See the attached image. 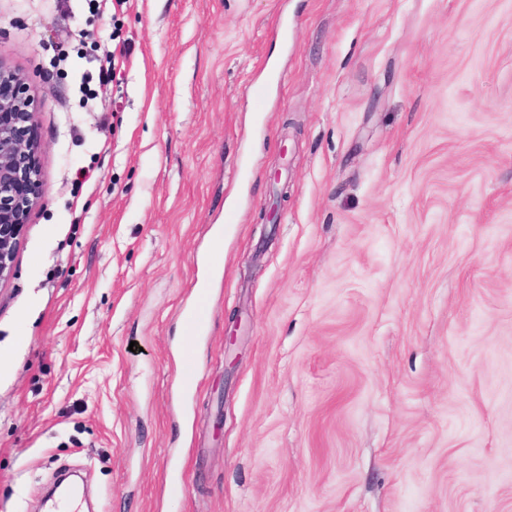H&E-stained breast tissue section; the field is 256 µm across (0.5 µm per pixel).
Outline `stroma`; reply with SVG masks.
Listing matches in <instances>:
<instances>
[{"label":"stroma","mask_w":512,"mask_h":512,"mask_svg":"<svg viewBox=\"0 0 512 512\" xmlns=\"http://www.w3.org/2000/svg\"><path fill=\"white\" fill-rule=\"evenodd\" d=\"M0 60V512H512V0H0ZM3 83H9L15 89V93L8 96L0 95V113L12 112L17 122H33L36 107L34 100L23 92L25 85L24 78L19 74L11 70L3 61L0 60V87ZM9 113L2 115V122L9 124L11 123L14 116ZM17 138L33 140L30 126L13 128ZM10 125H0V283L13 274L14 253L27 215L35 204L18 191L20 184L40 177L38 144L21 141Z\"/></svg>","instance_id":"stroma-1"}]
</instances>
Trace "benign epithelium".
Here are the masks:
<instances>
[{
    "label": "benign epithelium",
    "instance_id": "7a95c632",
    "mask_svg": "<svg viewBox=\"0 0 512 512\" xmlns=\"http://www.w3.org/2000/svg\"><path fill=\"white\" fill-rule=\"evenodd\" d=\"M8 83L15 93L0 95V111L11 110L17 122H31L34 100L23 92L24 78L0 60V86ZM39 146L17 139L12 127L0 125V283L13 274L14 253L27 215L35 200L19 193L27 180L40 177L36 163Z\"/></svg>",
    "mask_w": 512,
    "mask_h": 512
}]
</instances>
